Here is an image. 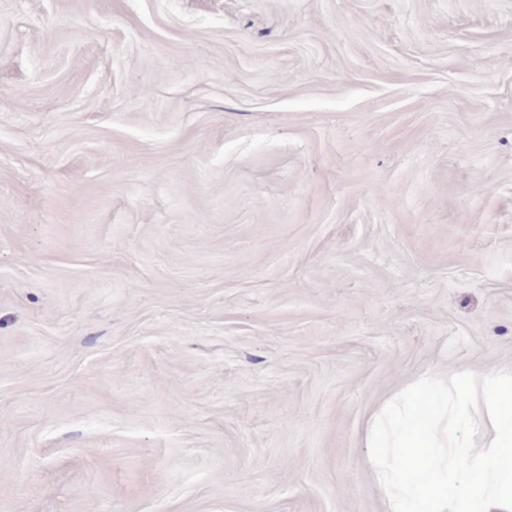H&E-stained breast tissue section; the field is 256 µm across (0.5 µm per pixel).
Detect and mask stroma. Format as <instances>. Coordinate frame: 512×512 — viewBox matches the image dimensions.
Here are the masks:
<instances>
[{"instance_id": "35a3bbf8", "label": "stroma", "mask_w": 512, "mask_h": 512, "mask_svg": "<svg viewBox=\"0 0 512 512\" xmlns=\"http://www.w3.org/2000/svg\"><path fill=\"white\" fill-rule=\"evenodd\" d=\"M501 368L512 0H0V512H385Z\"/></svg>"}]
</instances>
